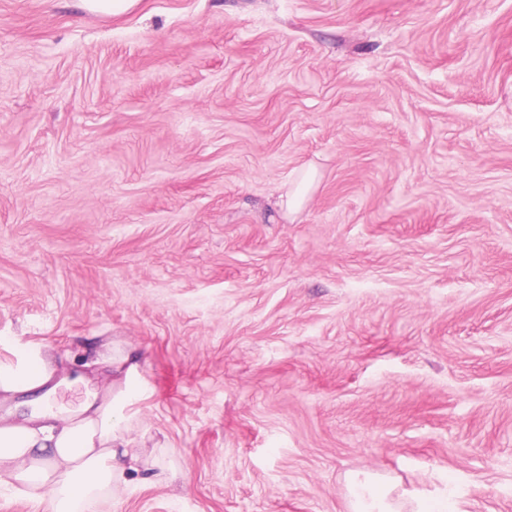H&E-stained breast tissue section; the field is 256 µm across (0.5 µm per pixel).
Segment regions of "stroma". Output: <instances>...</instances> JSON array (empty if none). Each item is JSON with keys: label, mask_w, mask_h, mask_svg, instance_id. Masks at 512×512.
Instances as JSON below:
<instances>
[{"label": "stroma", "mask_w": 512, "mask_h": 512, "mask_svg": "<svg viewBox=\"0 0 512 512\" xmlns=\"http://www.w3.org/2000/svg\"><path fill=\"white\" fill-rule=\"evenodd\" d=\"M19 340L140 355L182 470L102 512H512V0H0ZM85 7L104 15L118 16L132 9L139 0H82ZM319 184V176L315 168H308L300 174L291 188L280 197V207L288 216L296 214L302 207L307 196ZM347 488L349 512H400L406 506L389 481L372 472L350 475ZM408 499L411 504V511L414 512H457L453 503L448 497L438 499H424L416 492L408 493Z\"/></svg>", "instance_id": "35a3bbf8"}]
</instances>
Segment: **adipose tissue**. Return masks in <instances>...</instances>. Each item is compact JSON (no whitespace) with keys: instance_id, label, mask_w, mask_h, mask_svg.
<instances>
[{"instance_id":"1","label":"adipose tissue","mask_w":512,"mask_h":512,"mask_svg":"<svg viewBox=\"0 0 512 512\" xmlns=\"http://www.w3.org/2000/svg\"><path fill=\"white\" fill-rule=\"evenodd\" d=\"M95 363L110 380L99 397L69 413L50 402L59 369L46 346L17 344L14 362L0 364V400L17 398L29 408L0 413V483L43 512H101L116 491L156 483L167 473L158 453L141 450L137 404L149 392L136 356L108 345ZM347 488L349 512H457L445 497L396 495L389 481L372 472L350 475Z\"/></svg>"}]
</instances>
